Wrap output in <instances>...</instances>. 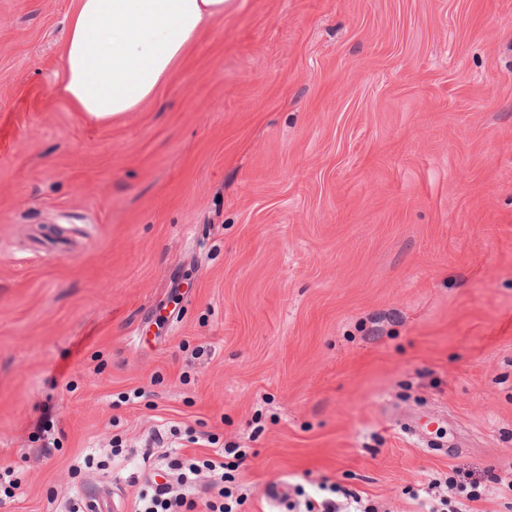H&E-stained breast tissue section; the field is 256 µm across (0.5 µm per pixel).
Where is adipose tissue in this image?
Masks as SVG:
<instances>
[{
    "mask_svg": "<svg viewBox=\"0 0 512 512\" xmlns=\"http://www.w3.org/2000/svg\"><path fill=\"white\" fill-rule=\"evenodd\" d=\"M233 0H73L49 92L108 123L151 99Z\"/></svg>",
    "mask_w": 512,
    "mask_h": 512,
    "instance_id": "adipose-tissue-1",
    "label": "adipose tissue"
}]
</instances>
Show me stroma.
I'll use <instances>...</instances> for the list:
<instances>
[{"instance_id": "35a3bbf8", "label": "stroma", "mask_w": 512, "mask_h": 512, "mask_svg": "<svg viewBox=\"0 0 512 512\" xmlns=\"http://www.w3.org/2000/svg\"><path fill=\"white\" fill-rule=\"evenodd\" d=\"M71 3L0 0V512L217 447L233 512H512V0H237L107 125ZM319 490L322 494L305 501V512H372L374 510L363 504V499L358 493L336 484L322 483Z\"/></svg>"}]
</instances>
